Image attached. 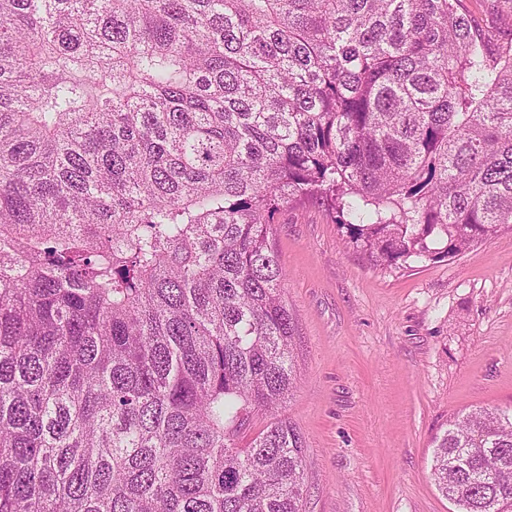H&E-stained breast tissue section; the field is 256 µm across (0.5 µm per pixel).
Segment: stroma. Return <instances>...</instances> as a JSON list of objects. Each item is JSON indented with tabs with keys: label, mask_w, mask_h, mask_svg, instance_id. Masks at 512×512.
Instances as JSON below:
<instances>
[{
	"label": "stroma",
	"mask_w": 512,
	"mask_h": 512,
	"mask_svg": "<svg viewBox=\"0 0 512 512\" xmlns=\"http://www.w3.org/2000/svg\"><path fill=\"white\" fill-rule=\"evenodd\" d=\"M273 243L295 322L281 414L304 441L303 512H456L432 479L434 439L458 414L512 408V229L383 268L304 199Z\"/></svg>",
	"instance_id": "35a3bbf8"
}]
</instances>
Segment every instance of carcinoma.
<instances>
[{
  "label": "carcinoma",
  "mask_w": 512,
  "mask_h": 512,
  "mask_svg": "<svg viewBox=\"0 0 512 512\" xmlns=\"http://www.w3.org/2000/svg\"><path fill=\"white\" fill-rule=\"evenodd\" d=\"M459 2L0 0V512H302L276 215L387 267L512 225V40ZM435 448L512 512V409Z\"/></svg>",
  "instance_id": "1"
}]
</instances>
